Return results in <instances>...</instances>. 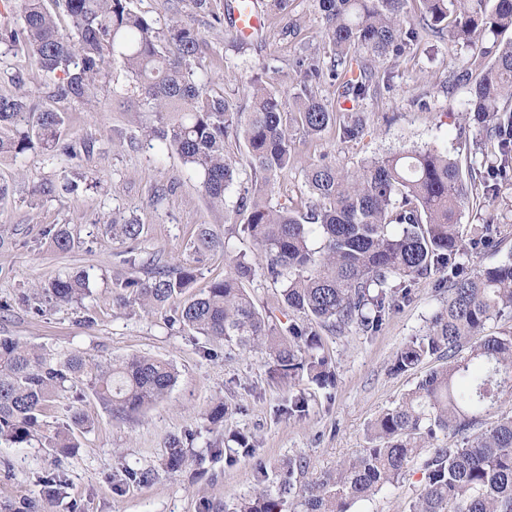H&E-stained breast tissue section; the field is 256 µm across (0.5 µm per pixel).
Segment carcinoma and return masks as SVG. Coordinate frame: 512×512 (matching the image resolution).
I'll return each mask as SVG.
<instances>
[{
  "label": "carcinoma",
  "instance_id": "carcinoma-1",
  "mask_svg": "<svg viewBox=\"0 0 512 512\" xmlns=\"http://www.w3.org/2000/svg\"><path fill=\"white\" fill-rule=\"evenodd\" d=\"M172 2L174 16L161 38L130 0H62L71 22L66 32L49 0H0L1 10L21 20L0 38L26 52L54 85L57 103L96 111L103 106L100 91L109 86L114 96L133 97L131 111L146 117L141 130L202 174V191L215 207L224 206L234 181L226 143L243 139L256 182L237 209L247 212L244 230L264 255V272L282 284L288 322L273 327L256 308L247 283L257 270L244 255L231 258L224 278L201 295L185 296L196 264L229 249L227 237L206 224L179 267L151 262L145 277L117 279L118 303L166 313L169 324L209 339L260 349L277 378L306 375L325 383L332 373L321 354V331L377 332L390 311L410 300L411 284L434 273L448 292L425 334L397 352L393 369L411 371L432 356L444 364L370 424L369 447L304 481L298 479L306 469L301 460L284 461L271 475L258 459L255 491L232 512H283L290 500L298 512H349L355 502L400 483L413 467L421 473L420 488L406 512H512V410L484 422L490 407L512 400V333L483 334L489 321L512 314V259L473 272L457 262L464 242L459 216L470 202L479 200L486 217L469 247L487 248L501 235L494 202L499 184L512 182V40L488 64L480 44L488 29H512V0H417L419 15L410 24V0H315L330 64L300 60V92L290 102L261 79L251 80L247 112L230 111L224 96L198 78L206 42ZM443 34L470 51L462 73L477 79L462 114L479 136L482 161L463 167L436 149L371 158L354 171L323 160L305 171L307 211L272 202L277 178L292 160L293 131L315 137L333 128L344 140L359 138L366 122L358 103L390 88L391 72L379 64ZM116 71L133 85L113 83ZM321 83L336 88V106L313 91ZM31 96L22 83L17 92L0 95V160L36 150L74 158L86 149L64 137L65 113L55 106L37 110ZM141 232L137 221L112 217L114 238L133 243ZM40 290L68 304L89 293L88 275L66 273ZM176 380L172 364L152 357L102 363L0 336V440L20 447L37 441L56 458L72 454L74 431L87 427L82 413L73 412L65 431L42 432V417L60 393L85 385L121 419L167 396ZM450 434L459 444H438L439 436ZM186 462L182 439L171 437L167 471L176 473ZM63 483L49 472L39 496L1 502L0 512H52Z\"/></svg>",
  "mask_w": 512,
  "mask_h": 512
}]
</instances>
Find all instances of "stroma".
Here are the masks:
<instances>
[{
	"label": "stroma",
	"mask_w": 512,
	"mask_h": 512,
	"mask_svg": "<svg viewBox=\"0 0 512 512\" xmlns=\"http://www.w3.org/2000/svg\"><path fill=\"white\" fill-rule=\"evenodd\" d=\"M258 2L264 26L248 41L232 37V0H217V21L193 14L191 0L180 2L208 45L198 76L242 112L249 109L245 87L254 76L292 95L296 61L313 54L320 40L313 0H288L287 10L280 12L270 9L271 0ZM465 54L463 45L435 38L391 64L390 89L361 103L367 130L360 139L343 141L331 130L318 138L295 132V160L279 175L274 202L306 210L310 199L304 171L323 157L353 170L371 157L428 147L463 163L481 161L473 134L460 129L469 87L452 78ZM42 82L22 50L0 42V94L12 93L22 83ZM64 109L67 137L89 143V152L70 159L36 151L16 162H0V183L9 188L0 200V336L52 354L79 351L99 361L150 355L173 363L178 380L167 397L123 421L113 419L85 386L62 393L47 409L43 431L62 429L70 414L80 411L91 425L77 433L76 452L58 462L38 445L0 442V500L37 496L39 477L57 467L67 482L57 512H228L253 489L254 458L270 466L300 458L309 472L319 473L366 447L368 426L419 378L415 371L394 373L392 364L405 344L426 331L446 297L438 276L416 280L410 301L394 310L378 332L323 334L332 382L322 385L306 377L291 385L279 382L261 351L204 338L169 326L161 315L116 302L117 278L143 274L152 258L181 264L201 224L231 228L232 235L228 253L211 254L200 263L191 293L223 278L228 255L256 259L255 246L242 230L245 218L235 212L239 195L254 179L242 162L244 147L226 145L239 162L238 174L225 194V206L216 208L201 191L200 175L159 139L145 138L120 102L102 112L74 103ZM65 177L78 183L76 192H31V181ZM495 207L503 239L496 247L460 255L468 268L512 257V185L501 188ZM116 215L140 222L137 242L113 241L107 224ZM63 225L74 239L73 248L64 253L51 235ZM73 270L88 274L89 295L57 305L37 294L38 284ZM296 394L305 397L307 407L292 414L289 401ZM218 400L227 412L223 425L214 426L206 413ZM173 435L182 438L188 462L170 474L163 463ZM240 437L255 444V457L231 460L212 454V447L234 446ZM129 468L151 471L152 476L141 483L127 480ZM419 486V471L410 470L399 485L354 503L350 512H403Z\"/></svg>",
	"instance_id": "1"
}]
</instances>
